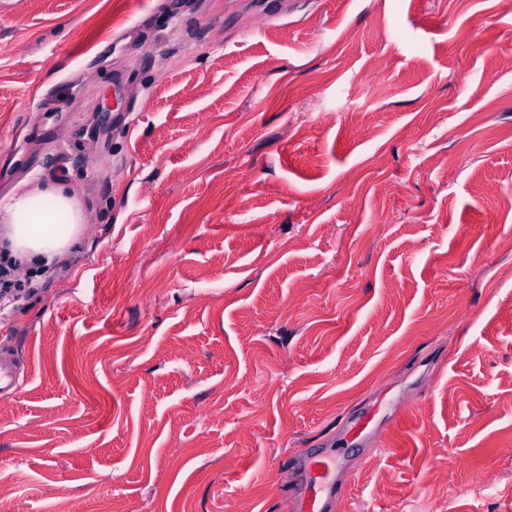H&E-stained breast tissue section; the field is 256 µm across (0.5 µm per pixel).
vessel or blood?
Masks as SVG:
<instances>
[{"instance_id":"vessel-or-blood-1","label":"vessel or blood","mask_w":512,"mask_h":512,"mask_svg":"<svg viewBox=\"0 0 512 512\" xmlns=\"http://www.w3.org/2000/svg\"><path fill=\"white\" fill-rule=\"evenodd\" d=\"M343 461L344 452L340 449L303 456L291 497L293 512H330L336 495V474Z\"/></svg>"}]
</instances>
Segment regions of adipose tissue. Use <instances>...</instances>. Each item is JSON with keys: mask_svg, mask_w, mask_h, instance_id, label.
Instances as JSON below:
<instances>
[{"mask_svg": "<svg viewBox=\"0 0 512 512\" xmlns=\"http://www.w3.org/2000/svg\"><path fill=\"white\" fill-rule=\"evenodd\" d=\"M0 210L9 216L0 229V252L20 260L33 278L82 249L85 215L66 183L10 192L0 198Z\"/></svg>", "mask_w": 512, "mask_h": 512, "instance_id": "adipose-tissue-1", "label": "adipose tissue"}]
</instances>
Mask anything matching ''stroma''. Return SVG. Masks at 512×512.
Returning a JSON list of instances; mask_svg holds the SVG:
<instances>
[{"label": "stroma", "mask_w": 512, "mask_h": 512, "mask_svg": "<svg viewBox=\"0 0 512 512\" xmlns=\"http://www.w3.org/2000/svg\"><path fill=\"white\" fill-rule=\"evenodd\" d=\"M57 179L84 244L0 302V512H289L367 413L331 512H512L498 0H0V197Z\"/></svg>", "instance_id": "35a3bbf8"}]
</instances>
